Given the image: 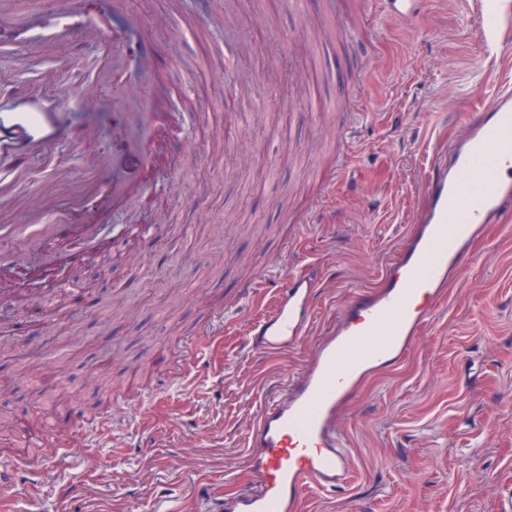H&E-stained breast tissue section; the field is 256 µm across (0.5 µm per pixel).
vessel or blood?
Wrapping results in <instances>:
<instances>
[{"label": "vessel or blood", "instance_id": "vessel-or-blood-1", "mask_svg": "<svg viewBox=\"0 0 512 512\" xmlns=\"http://www.w3.org/2000/svg\"><path fill=\"white\" fill-rule=\"evenodd\" d=\"M474 10L482 38L494 39L498 0H474ZM112 41V65L97 79L120 94L130 82L129 59L123 34L114 33ZM147 126L146 103L124 113L123 153H144L153 138ZM64 136L60 113L37 94L0 102L1 210L11 206L25 178L11 166V156L19 150L43 154ZM511 168L512 87L504 85L483 111L470 116L467 137L425 169L427 210L407 246L382 269L378 288L357 291L333 333L318 341L311 367L271 388L267 404L248 426V443L255 450L252 485L204 497L205 512H293L307 487L322 492L346 487L351 468L338 428L341 409L366 374L403 361L474 234L512 204V178L503 175ZM53 231L50 224H0V266L14 260L9 242L33 245ZM319 280L312 262L305 274L286 282L256 281V288L270 291L272 309L248 324L253 356L284 354L306 336Z\"/></svg>", "mask_w": 512, "mask_h": 512}]
</instances>
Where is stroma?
<instances>
[{"label":"stroma","mask_w":512,"mask_h":512,"mask_svg":"<svg viewBox=\"0 0 512 512\" xmlns=\"http://www.w3.org/2000/svg\"><path fill=\"white\" fill-rule=\"evenodd\" d=\"M132 28L153 57L162 141L121 200L98 193L99 155L120 134L112 88L87 75L112 35L75 33L63 50L18 46L19 31L61 21L52 0H18L0 24V90L38 83L66 114L53 149L60 178L16 158L30 178L0 224L55 227L41 255L0 274V449L19 456L38 432L62 443L40 473L15 470L0 512H200L209 491L247 487L246 431L267 387L308 366L356 284L374 286L425 207L428 158L465 136L466 115L512 82V0L484 47L468 0H423L411 21L376 17L356 46L327 40L340 4L370 0H67ZM45 81H38L39 73ZM359 160L327 192L347 130ZM326 281L309 336L265 361L247 319L269 311L244 285L271 266ZM79 257L73 286L22 290L47 261ZM398 368L368 374L340 420L353 461L345 492L305 491L295 512H505L512 495V232L487 225ZM242 315L201 347L199 376H170L173 355L225 306ZM66 386L64 403L39 388ZM84 494L76 504L72 487Z\"/></svg>","instance_id":"35a3bbf8"}]
</instances>
